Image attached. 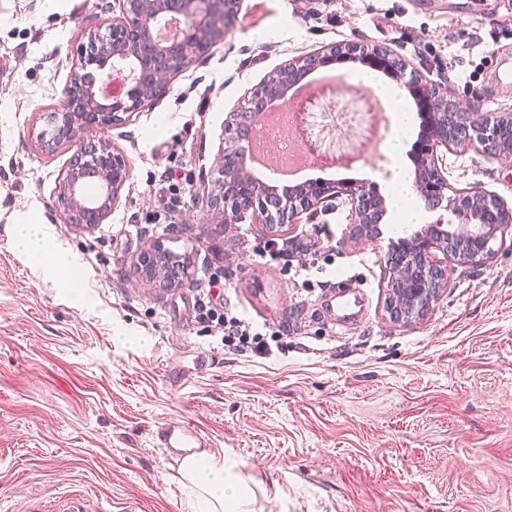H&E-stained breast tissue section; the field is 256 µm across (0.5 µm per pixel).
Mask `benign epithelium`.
I'll return each instance as SVG.
<instances>
[{
  "label": "benign epithelium",
  "mask_w": 512,
  "mask_h": 512,
  "mask_svg": "<svg viewBox=\"0 0 512 512\" xmlns=\"http://www.w3.org/2000/svg\"><path fill=\"white\" fill-rule=\"evenodd\" d=\"M119 13L81 35L72 62L66 103L50 113L54 129L46 145L78 140L73 163L59 179L58 206L70 224L93 229L104 223L130 179L124 155L97 136L98 130L128 121L163 95L176 76L207 53L236 21L238 0H115ZM342 61L358 62L403 78L405 65L390 50L344 43L288 63L256 92L251 106L224 121L221 174L210 196L212 215L231 223L246 213L271 227L294 215L340 201L351 206V237L376 240L385 200L373 181H311L278 194L245 172L246 139L257 132L258 116L287 95L305 71ZM422 124L414 149L415 185L433 208L446 204L454 220L416 232L411 239L389 242L395 258L387 262L386 313L395 322L422 317L438 300L452 258L473 262L494 252L492 243L512 228V210L480 192L452 189L445 175L443 151L480 145L498 159H511L512 113L475 117L436 87L416 77L403 83ZM96 194L86 193L88 183ZM139 279L153 288H174L189 276L188 263L170 260L155 242L137 260Z\"/></svg>",
  "instance_id": "7a95c632"
}]
</instances>
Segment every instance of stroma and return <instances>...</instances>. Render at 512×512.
I'll list each match as a JSON object with an SVG mask.
<instances>
[{"label":"stroma","instance_id":"stroma-1","mask_svg":"<svg viewBox=\"0 0 512 512\" xmlns=\"http://www.w3.org/2000/svg\"><path fill=\"white\" fill-rule=\"evenodd\" d=\"M115 0H0V512H192L164 424L186 420L233 458L263 512H512V233L404 325L385 310L384 246L352 243L348 206L278 232L208 208L224 121L289 62L338 43L393 51L468 112L512 113L497 63L512 60V0H239L233 28L169 90L103 135L130 179L107 220L67 223L57 186L74 152L40 149L62 107L72 53ZM448 182L512 208V165L449 149ZM306 178L389 186V164ZM72 253L70 278L20 252L13 226ZM336 236L326 239V226ZM287 240L252 261L249 238ZM162 242L188 254L177 288L142 286L134 264ZM365 289L341 326L336 281ZM225 287L255 322L285 324V350L224 347L195 321L198 291Z\"/></svg>","mask_w":512,"mask_h":512}]
</instances>
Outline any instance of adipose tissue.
I'll return each mask as SVG.
<instances>
[{
    "label": "adipose tissue",
    "instance_id": "adipose-tissue-1",
    "mask_svg": "<svg viewBox=\"0 0 512 512\" xmlns=\"http://www.w3.org/2000/svg\"><path fill=\"white\" fill-rule=\"evenodd\" d=\"M17 241L28 256H42L44 266L53 274L69 272L75 265L71 253L48 250L41 227L21 224ZM180 478L192 498L193 512H255L256 494L237 473L235 461L226 455L206 451L190 452L182 457Z\"/></svg>",
    "mask_w": 512,
    "mask_h": 512
}]
</instances>
